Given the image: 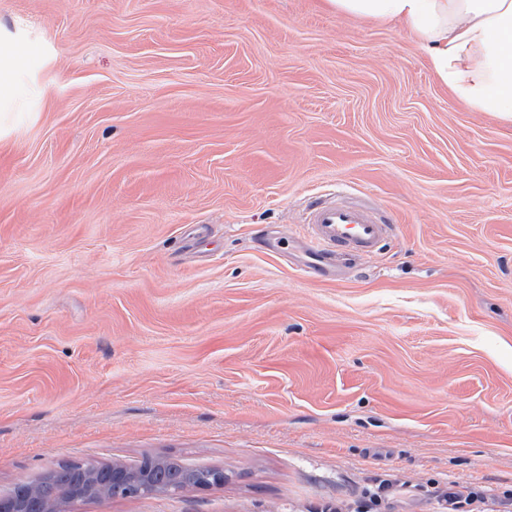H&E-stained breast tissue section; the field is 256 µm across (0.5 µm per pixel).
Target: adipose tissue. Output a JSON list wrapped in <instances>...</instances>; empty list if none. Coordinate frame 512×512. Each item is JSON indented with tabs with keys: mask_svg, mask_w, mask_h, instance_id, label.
<instances>
[{
	"mask_svg": "<svg viewBox=\"0 0 512 512\" xmlns=\"http://www.w3.org/2000/svg\"><path fill=\"white\" fill-rule=\"evenodd\" d=\"M336 13L399 23L441 82L480 112L512 120V0H325Z\"/></svg>",
	"mask_w": 512,
	"mask_h": 512,
	"instance_id": "1",
	"label": "adipose tissue"
}]
</instances>
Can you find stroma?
<instances>
[{
  "label": "stroma",
  "instance_id": "1",
  "mask_svg": "<svg viewBox=\"0 0 512 512\" xmlns=\"http://www.w3.org/2000/svg\"><path fill=\"white\" fill-rule=\"evenodd\" d=\"M0 47V496L171 456L223 484L70 512H501L511 121L323 0H0ZM337 190L391 232L318 281Z\"/></svg>",
  "mask_w": 512,
  "mask_h": 512
}]
</instances>
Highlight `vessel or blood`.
<instances>
[{
	"label": "vessel or blood",
	"instance_id": "1",
	"mask_svg": "<svg viewBox=\"0 0 512 512\" xmlns=\"http://www.w3.org/2000/svg\"><path fill=\"white\" fill-rule=\"evenodd\" d=\"M389 231L365 207L338 200L315 201L300 247L308 258L306 272L320 277L340 274V259L373 251Z\"/></svg>",
	"mask_w": 512,
	"mask_h": 512
}]
</instances>
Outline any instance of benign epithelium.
Returning <instances> with one entry per match:
<instances>
[{
  "label": "benign epithelium",
  "instance_id": "obj_1",
  "mask_svg": "<svg viewBox=\"0 0 512 512\" xmlns=\"http://www.w3.org/2000/svg\"><path fill=\"white\" fill-rule=\"evenodd\" d=\"M166 460L153 458L142 467L120 463H89L81 477L58 490H49L52 473L26 483L0 497V512H68L71 503L80 500L110 499L123 489L149 484L153 492L163 493Z\"/></svg>",
  "mask_w": 512,
  "mask_h": 512
}]
</instances>
